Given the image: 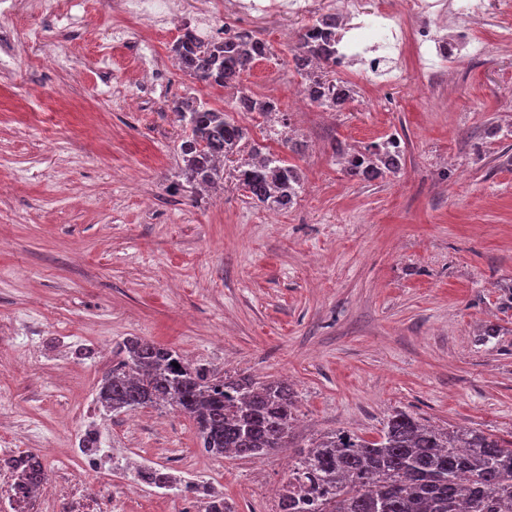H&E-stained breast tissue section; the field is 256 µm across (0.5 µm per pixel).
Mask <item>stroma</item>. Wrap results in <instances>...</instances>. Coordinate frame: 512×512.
<instances>
[{
	"label": "stroma",
	"instance_id": "stroma-1",
	"mask_svg": "<svg viewBox=\"0 0 512 512\" xmlns=\"http://www.w3.org/2000/svg\"><path fill=\"white\" fill-rule=\"evenodd\" d=\"M112 2L81 15L75 52L70 20L40 18L37 0L0 15L21 38L43 29L0 74V456H44L55 495L31 512H196L172 493L130 491L126 467L140 461L208 483L237 512H276L294 449L216 458L179 412L104 413L97 385L132 336L288 380L302 443L337 430L377 438L396 410L512 442V48L492 44L424 89L410 54L403 83L357 86L341 112H297L289 48L310 18L269 17L258 35L272 53L241 84L277 86L308 143L295 155L268 140L259 113L233 112V89L215 95L168 67L175 32H154L168 73L143 89L132 51L112 44ZM68 52L78 78L57 105L66 75L38 62ZM191 95L299 167L291 209L255 205L231 179L209 193L182 186L171 104ZM493 123L501 132L485 137ZM392 133L405 147L397 175L358 181L332 155V140ZM89 428L111 451L93 471L72 445Z\"/></svg>",
	"mask_w": 512,
	"mask_h": 512
}]
</instances>
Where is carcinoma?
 Masks as SVG:
<instances>
[{"instance_id": "cac0c4a2", "label": "carcinoma", "mask_w": 512, "mask_h": 512, "mask_svg": "<svg viewBox=\"0 0 512 512\" xmlns=\"http://www.w3.org/2000/svg\"><path fill=\"white\" fill-rule=\"evenodd\" d=\"M331 26L329 17L307 25L291 48L290 63L305 80L311 102L321 107L326 97L341 112L353 99V89L332 70L336 41ZM174 51L182 70L194 79L237 89L239 111H279L277 102L239 87L255 61L271 54L257 34L244 31L218 43L197 42L186 34ZM176 115L185 131L179 145L182 184L196 189L224 183V162L245 151L249 159L235 166L233 178L250 199L277 211L296 204L304 190L299 169L249 139L226 112L186 99ZM333 156L343 160L349 177L363 181L395 176L405 164L395 133L354 151L336 140ZM112 356L98 392L107 412L169 406L193 420L201 448L215 457H261L294 447L295 395L288 383L194 365L172 348L135 336L117 344ZM9 464L15 472L11 488L19 498H29L48 481L39 453H24ZM134 477L194 500L198 512H234L225 499L193 480L173 477L164 467H142ZM278 512H512V445L477 429L426 425L396 410L375 440L338 430L300 447Z\"/></svg>"}]
</instances>
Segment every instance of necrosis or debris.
Segmentation results:
<instances>
[{
    "label": "necrosis or debris",
    "instance_id": "necrosis-or-debris-1",
    "mask_svg": "<svg viewBox=\"0 0 512 512\" xmlns=\"http://www.w3.org/2000/svg\"><path fill=\"white\" fill-rule=\"evenodd\" d=\"M174 0H116V21L112 26L114 42L141 47L137 24L150 22L164 30L172 20ZM307 9L306 0H211L209 9L200 13L195 34L203 40H220L241 25L260 26L273 15H298ZM410 11L416 20L413 28L393 24V15L380 0L370 13L356 10L355 0H338L330 8L336 19V69H356L365 81L384 76L387 83L401 80V66L407 52H414L422 81L437 78L430 68L431 58L456 66L464 60L483 57L486 43L477 35L485 18V0H411Z\"/></svg>",
    "mask_w": 512,
    "mask_h": 512
}]
</instances>
